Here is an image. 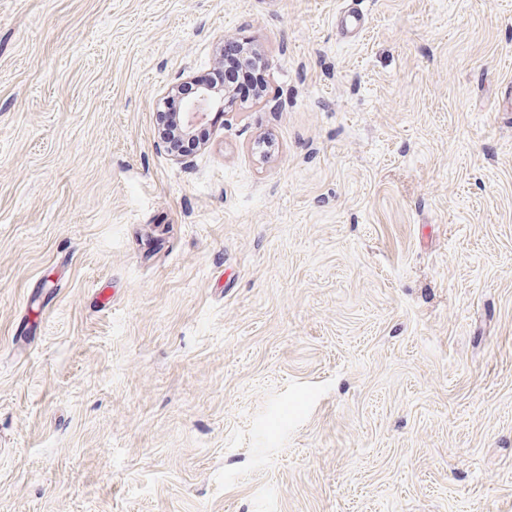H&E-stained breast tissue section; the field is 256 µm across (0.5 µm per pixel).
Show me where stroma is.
I'll return each instance as SVG.
<instances>
[{"instance_id": "stroma-1", "label": "stroma", "mask_w": 512, "mask_h": 512, "mask_svg": "<svg viewBox=\"0 0 512 512\" xmlns=\"http://www.w3.org/2000/svg\"><path fill=\"white\" fill-rule=\"evenodd\" d=\"M508 82L512 0H0V512H512ZM367 25V17L362 11L353 8L342 10L336 17V27L344 38L359 35ZM247 44L228 42L224 44V52L219 67L206 74L201 82L212 88L231 87L234 98H249L260 96L263 88L262 72L264 70L261 57L247 53ZM231 94L225 89L224 97L222 93L212 89L201 87L196 95L182 103V126L184 132L189 134L198 128L206 119L208 113L214 109H221L232 102L229 100ZM166 105L167 111L164 112L166 123L163 125V132L166 134L168 141L175 147L180 148L184 146L185 140L179 133V126L177 124V112H180L178 102L171 101Z\"/></svg>"}]
</instances>
